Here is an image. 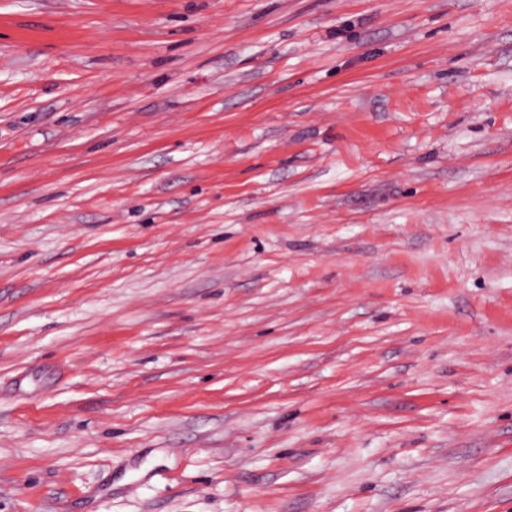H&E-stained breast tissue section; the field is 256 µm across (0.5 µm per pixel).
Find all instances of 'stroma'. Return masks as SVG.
<instances>
[{
    "mask_svg": "<svg viewBox=\"0 0 512 512\" xmlns=\"http://www.w3.org/2000/svg\"><path fill=\"white\" fill-rule=\"evenodd\" d=\"M0 512H512V0H0Z\"/></svg>",
    "mask_w": 512,
    "mask_h": 512,
    "instance_id": "obj_1",
    "label": "stroma"
}]
</instances>
